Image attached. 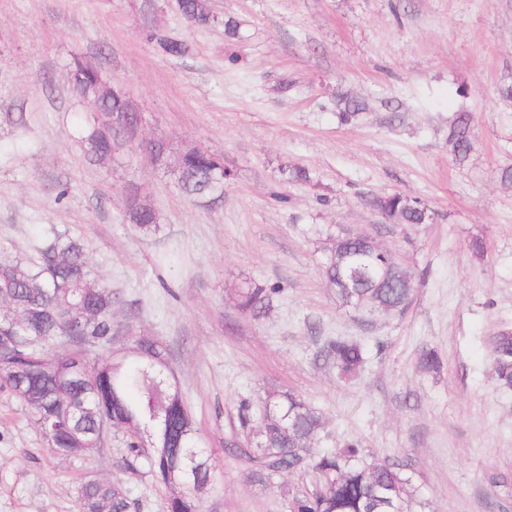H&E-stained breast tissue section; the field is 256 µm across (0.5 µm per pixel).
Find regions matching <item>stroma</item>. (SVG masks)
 I'll use <instances>...</instances> for the list:
<instances>
[{
    "label": "stroma",
    "instance_id": "obj_1",
    "mask_svg": "<svg viewBox=\"0 0 512 512\" xmlns=\"http://www.w3.org/2000/svg\"><path fill=\"white\" fill-rule=\"evenodd\" d=\"M215 21L189 25L175 0H0V259L30 255L43 228L79 237L94 275L122 301L113 349L149 337L167 362L211 464L200 512H288L311 472L254 483L232 443L241 400L289 390L319 410L323 451L357 439L364 464L404 462L418 512H512V390L488 342L512 329V0H211ZM235 20L240 36L227 38ZM184 39L173 60L148 38ZM95 65L140 116V137L198 146L231 170L213 204L182 197L135 143L90 163L92 106L74 90V58ZM363 100L341 123L336 99ZM472 114L473 150L458 164L448 123ZM23 125H16L17 117ZM309 179L294 182L292 169ZM69 194L56 202L58 183ZM139 192L159 227L122 219ZM424 203L425 224H398L376 196ZM347 231L368 234L414 279L402 313L340 305L322 271ZM484 238L476 259L469 244ZM252 284L278 286L254 318ZM361 341L352 381L317 359L316 339ZM437 350L439 377L419 372ZM110 439L54 456L30 408L0 388V512H78L91 478L123 481L140 512H167L144 473L119 467Z\"/></svg>",
    "mask_w": 512,
    "mask_h": 512
}]
</instances>
